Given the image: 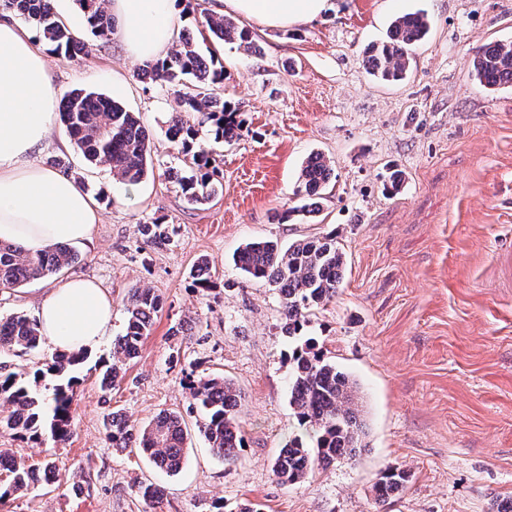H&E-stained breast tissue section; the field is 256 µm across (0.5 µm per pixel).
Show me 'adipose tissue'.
Returning a JSON list of instances; mask_svg holds the SVG:
<instances>
[{
  "instance_id": "ef3b65f1",
  "label": "adipose tissue",
  "mask_w": 512,
  "mask_h": 512,
  "mask_svg": "<svg viewBox=\"0 0 512 512\" xmlns=\"http://www.w3.org/2000/svg\"><path fill=\"white\" fill-rule=\"evenodd\" d=\"M183 6V0H112L119 42L136 58H163L179 36ZM332 7L331 0H214L212 10L285 28ZM56 99L45 48L10 15L0 16V241L31 252L85 246L101 220L87 191L34 160L50 137ZM36 316L55 349L87 350L112 326V297L96 280L71 277L47 291Z\"/></svg>"
}]
</instances>
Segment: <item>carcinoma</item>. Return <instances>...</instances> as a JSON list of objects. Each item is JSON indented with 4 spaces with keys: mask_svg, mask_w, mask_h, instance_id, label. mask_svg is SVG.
Wrapping results in <instances>:
<instances>
[{
    "mask_svg": "<svg viewBox=\"0 0 512 512\" xmlns=\"http://www.w3.org/2000/svg\"><path fill=\"white\" fill-rule=\"evenodd\" d=\"M91 33L105 41L114 33V20L107 0H77ZM0 8L33 23L50 50L72 60L88 54L87 45L78 40L58 17L55 0H0ZM201 26L211 42L236 44L249 52L254 42L249 31L232 19L206 14ZM430 32V22L422 13H410L392 21L387 39L368 46L367 69L370 75L396 83L407 78L413 54ZM473 70L479 84L488 90L512 87V42H491L474 56ZM138 77L161 87L176 89L177 111L172 113L167 134L184 156L190 174L178 169L167 171L190 206L208 202L218 192L221 173L212 150L201 137L202 129L215 140L231 142L240 128L237 112L218 92L224 82V64L213 52L205 53L188 36L162 60L145 61ZM195 116L189 121L186 116ZM60 122L84 160L109 165L116 179L136 185L148 175L149 138L138 115L119 102L83 89L67 93L62 101ZM333 168L320 153L303 162L296 194L311 199L331 181ZM142 243L153 248L176 245V228L153 221L138 225ZM78 260L67 246H57L31 254L21 246L0 242V292L60 273ZM234 264L245 276L263 281L278 294L282 331L290 337L304 335L310 312L331 302L343 278L346 254L334 236L302 239L286 246L268 238L249 241L237 250ZM190 287L197 291L211 288L209 260L197 259L190 273ZM163 299L148 287L133 288L125 303V328L116 337L112 359L96 361L98 384L103 393L115 389L125 362L138 356L144 340L151 335ZM45 343L37 321L13 313L0 317V357L38 351ZM85 352L53 353L45 368L25 376L3 363L0 365V432L23 440L55 443L69 439L74 389L80 382L78 368L87 361ZM289 404L301 432L285 439L272 465L284 484L302 482L314 469L340 459H351L363 448L362 403L358 384L339 370L316 347L311 338L292 348ZM192 405L202 413L198 425L214 455L226 461L237 457L244 437L237 419L241 395L234 383L224 377L199 375L188 383ZM187 432L175 413H160L145 427L134 430L117 411L110 414L108 440L123 452L137 448L160 469L176 474L186 461ZM0 468L7 478L0 483V503L15 499L40 481L58 477L55 465L28 466L0 454ZM409 482V472L390 469L374 486L376 498L384 503L400 494ZM137 494L151 505L163 501L161 486L137 485Z\"/></svg>",
    "mask_w": 512,
    "mask_h": 512,
    "instance_id": "carcinoma-1",
    "label": "carcinoma"
}]
</instances>
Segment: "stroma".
<instances>
[{
  "instance_id": "35a3bbf8",
  "label": "stroma",
  "mask_w": 512,
  "mask_h": 512,
  "mask_svg": "<svg viewBox=\"0 0 512 512\" xmlns=\"http://www.w3.org/2000/svg\"><path fill=\"white\" fill-rule=\"evenodd\" d=\"M333 3L291 28L249 23L255 52L224 46L220 92L242 128L213 147L222 191L191 209L164 176L183 163L166 136L177 109L172 89L141 81L139 61L118 39L94 37L75 0H58L61 19L90 48L70 61L49 55L58 95L85 89L139 113L153 163L147 179L125 185L107 165L85 167L58 124L37 156L43 166L68 158L102 210L67 270L112 296V333L91 359L110 355L123 332L130 289L153 288L164 308L110 400L80 369L65 443L0 433V451L28 465L53 461L60 475L0 512H237L245 501L262 512H490L496 497L512 496V279L496 264L512 247V87L483 89L472 66L479 47L512 41V0ZM417 11L430 33L408 78L374 80L365 48L385 38L395 17ZM314 152L330 160L334 177L319 212L301 216L298 176ZM396 168L404 182L385 194ZM287 211L291 220L277 223ZM155 220L175 226L177 247L141 248L137 227ZM329 233L347 262L335 298L311 313L306 333L357 381L364 446L284 485L272 462L297 429L288 339L275 290L244 276L232 257L253 239L288 244ZM201 256L213 270L204 293L189 286ZM179 324L183 334L171 336ZM191 368L241 391L245 446L235 461L215 457L194 431L201 415L183 384ZM113 406L136 429L160 411L180 413L193 431L184 470L172 476L137 449L116 452L107 438ZM392 468L409 471L410 481L378 503L374 485ZM148 481L164 487L162 504L137 495Z\"/></svg>"
}]
</instances>
